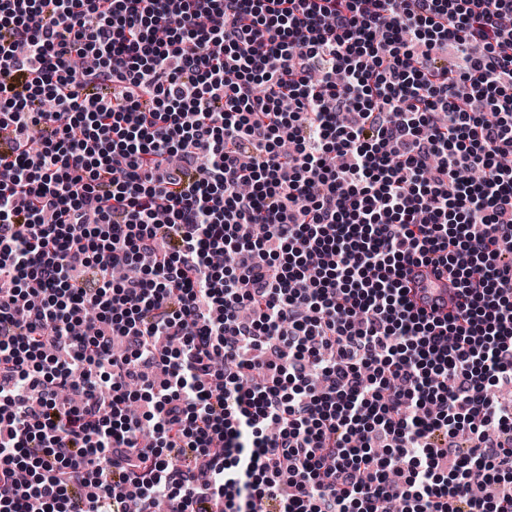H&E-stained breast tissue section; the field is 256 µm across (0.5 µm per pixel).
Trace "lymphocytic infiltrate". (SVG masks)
I'll list each match as a JSON object with an SVG mask.
<instances>
[{
    "mask_svg": "<svg viewBox=\"0 0 512 512\" xmlns=\"http://www.w3.org/2000/svg\"><path fill=\"white\" fill-rule=\"evenodd\" d=\"M508 154L512 0H0V512H512ZM408 279L410 287L415 288L411 296L417 308H422L428 313L435 311L440 315L448 313L450 304L448 305V274L446 272L438 274L432 266L420 264L411 267ZM425 296L429 298L426 299Z\"/></svg>",
    "mask_w": 512,
    "mask_h": 512,
    "instance_id": "obj_1",
    "label": "lymphocytic infiltrate"
}]
</instances>
